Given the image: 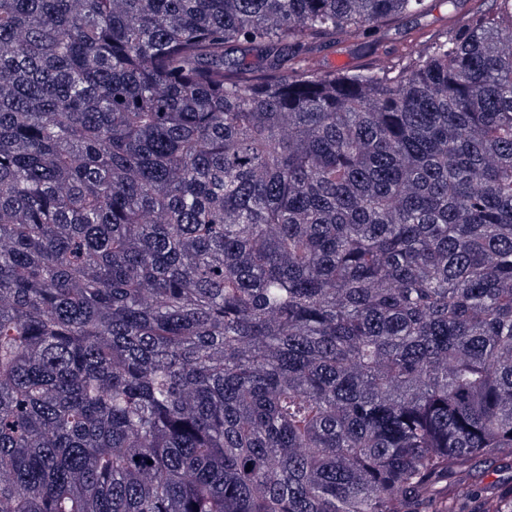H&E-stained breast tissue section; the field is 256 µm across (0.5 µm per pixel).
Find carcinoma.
<instances>
[{"label":"carcinoma","instance_id":"obj_1","mask_svg":"<svg viewBox=\"0 0 512 512\" xmlns=\"http://www.w3.org/2000/svg\"><path fill=\"white\" fill-rule=\"evenodd\" d=\"M425 9L0 0V512H512V0L319 67ZM497 8L495 0H457L455 18H450L445 0H429L426 13L381 27L370 47L350 40H336L328 45L320 55L323 69L343 72L362 69L374 61L373 47L377 54L398 59L414 41L445 36L462 18L473 13L492 14Z\"/></svg>","mask_w":512,"mask_h":512}]
</instances>
